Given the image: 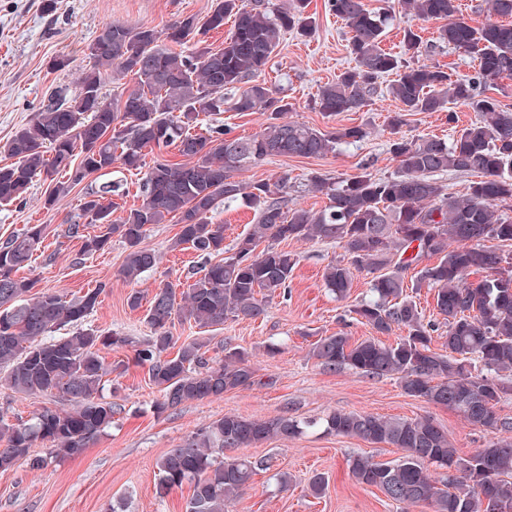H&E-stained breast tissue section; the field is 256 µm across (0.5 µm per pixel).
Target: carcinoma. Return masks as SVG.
Wrapping results in <instances>:
<instances>
[{
    "instance_id": "1",
    "label": "carcinoma",
    "mask_w": 512,
    "mask_h": 512,
    "mask_svg": "<svg viewBox=\"0 0 512 512\" xmlns=\"http://www.w3.org/2000/svg\"><path fill=\"white\" fill-rule=\"evenodd\" d=\"M401 4L417 19L445 21L430 48L448 45L471 54L477 68L461 77L416 64L423 41L410 28L402 51L389 52L381 47L389 12L369 8L366 0H328L329 11L348 24L356 66L320 86L314 108L328 117L359 111L383 96V78L396 75L388 94L399 110L387 117V127L398 171L377 177L363 168L336 180L311 175L310 189L328 199L319 211L288 207L286 176L274 182L236 179L237 172L270 157L325 156L367 136L361 126L321 131L285 119L293 104L265 79L281 36L312 32L305 0L278 9L263 0L250 9L241 0H214L203 22L188 16L160 31L112 22L89 44L78 94L71 97L58 88L6 145L14 162L0 166V205L23 202L34 179L41 178L49 182L44 207L51 208L92 177L78 220L68 228L69 236L82 240V254L100 251L119 237L127 246L120 276L136 284L159 262L144 245L147 231L173 215L180 229L170 249L192 248L201 265L182 297L169 284L154 289L145 314L153 333L137 340L83 327L99 304L101 288L69 301L57 292L31 294L35 282L17 272L40 249L43 228L36 225L0 242L4 383L21 394L59 393L73 405L68 411L46 409L30 423H11L0 415V470L30 457L38 440L52 442L58 456L73 455L112 424L121 405L96 394L105 376L120 377L128 365L108 364L104 349H133V363L146 370L160 393L154 404L158 414L260 384L247 351L230 346L224 356L212 358L207 339L180 343L170 327L176 320L201 329L222 327L228 320L263 315L268 300L288 288L298 262L278 244L318 240L344 250V258L324 269L328 291L343 299L354 272L372 274L370 295L352 312L380 335L396 330L403 335L386 344L375 337L354 342L336 333L320 338L310 357L330 371L395 376L407 395L461 413L489 432L490 440L462 457L429 418L335 410L314 420L286 412L258 419L226 414L159 458L158 497L188 484L192 494L185 512H231L254 475L272 468V460L226 458L224 449L296 438L319 428L404 450L395 463L366 455L349 459L356 482L380 489L398 504H426L432 512H512V421L496 413L497 404L512 395V255L487 246L492 241L512 246V217L502 211L512 203V107L488 94L499 80L512 77V24L473 26L460 17L458 0ZM228 17L233 28L223 47L191 41L223 27ZM115 75L131 79L109 101L102 87ZM226 91L232 96H224ZM456 105L476 113V120L450 140L399 135L413 113L446 112L448 123H455ZM228 109L262 112L261 131L228 137L224 128L211 125L204 134L194 132L204 119ZM170 147L182 161L162 156L146 161L148 154ZM116 166L138 176L140 198L118 217L112 197L122 184L105 179ZM448 170L476 177L464 196L452 195L437 181L436 175ZM223 203L253 210L256 223L238 238L232 256L216 261L224 253V225L213 214ZM85 223L104 231L85 235ZM263 242L267 246L257 250ZM411 270L415 280L409 284ZM480 271L487 275L471 281ZM408 288L434 290L442 321L425 320ZM66 326L73 332L55 335ZM442 329L443 353L432 347Z\"/></svg>"
}]
</instances>
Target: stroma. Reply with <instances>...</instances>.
<instances>
[{"label":"stroma","instance_id":"obj_1","mask_svg":"<svg viewBox=\"0 0 512 512\" xmlns=\"http://www.w3.org/2000/svg\"><path fill=\"white\" fill-rule=\"evenodd\" d=\"M367 2L375 9H389L393 15L385 49L399 51L407 27L417 29L423 40H435L438 22L408 18L399 0ZM325 3L307 0L306 12L317 25L315 34L308 38L286 35L266 79L278 85L293 103L290 119L320 130L360 125L366 128L367 137L323 157H274L238 174L239 180L246 182L287 177L289 206L313 211L322 209L327 199L308 190L307 180L312 174L337 178L364 168L388 176L397 170V162L388 152L391 134L386 123L387 116L398 109L393 98L385 96L361 111L334 117L314 108L319 86L335 80L354 64L348 28ZM55 4V10L47 12L42 0H0L2 165L10 161L4 145L31 119L52 88L65 87L70 94H77L87 63L84 52L105 24H144L161 30L183 16L205 17L213 0H55ZM61 54L68 55L69 66L53 68L54 58ZM47 189V182L35 179L26 202L0 206V241L33 224L44 229L42 247L23 269V276L35 280L36 291H56L70 299L101 288L100 304L87 319V326L139 339L150 336L144 310H130L126 299L134 288L148 295L162 283L172 284L180 292L191 285L190 275L198 262L195 252L169 248L179 229L176 218L149 229L145 243L156 251L159 262L134 286L119 275L126 254L121 239L111 238L104 250L84 256L80 239L66 236L71 218L80 211L84 186H76L49 209L43 205ZM283 247L298 257L286 292L270 300L260 318L229 321L223 328L205 333L210 356L222 355L227 345L247 350L263 380L261 386L230 391L219 399L188 402L157 415L153 412L156 388L150 385L144 369L129 367L118 383L104 381L103 399L120 404L122 411L86 448L56 459L51 455L50 442L39 441L32 455L43 459V467L23 460L11 470L0 471V512H112L116 504L124 512H182L189 488L157 497L156 461L179 447L191 431L227 413L264 418L286 412L318 418L339 410L404 420L428 417L447 432L460 455L483 447L488 432L471 426L454 410L408 396L396 377L371 378L350 369L329 372L318 365L309 352L320 337L342 332L360 341L373 336V329L357 321L352 311L365 295L371 276L355 273L349 296L339 300L327 292L323 282L326 265L343 254L339 246L323 241H287ZM271 343L280 348L273 356L265 350ZM69 406V401L58 395H23L0 387V411H6L11 420L28 421L43 410ZM357 453L379 462L402 455L401 449L386 444L320 432L225 450L228 458L274 459L273 468L258 472L234 510L401 512L379 489L358 484L352 477L347 459ZM279 471L290 477L287 489L277 485L275 474ZM318 472L327 476L328 486L317 496L309 488V479Z\"/></svg>","mask_w":512,"mask_h":512}]
</instances>
